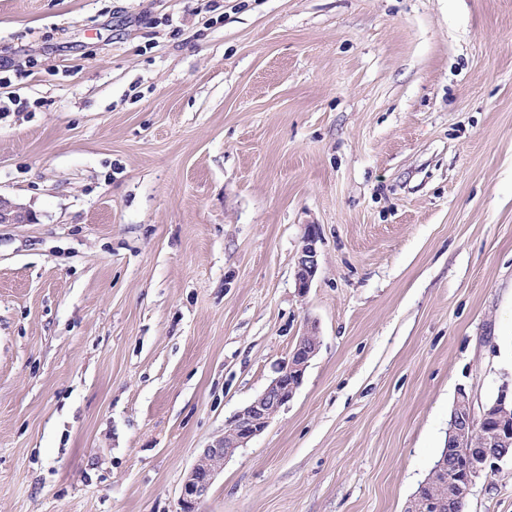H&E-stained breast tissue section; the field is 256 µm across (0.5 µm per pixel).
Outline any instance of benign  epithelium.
I'll list each match as a JSON object with an SVG mask.
<instances>
[{"mask_svg": "<svg viewBox=\"0 0 512 512\" xmlns=\"http://www.w3.org/2000/svg\"><path fill=\"white\" fill-rule=\"evenodd\" d=\"M32 220L30 211L0 195V224H28ZM318 239V229L309 225L296 258L295 281L301 293L308 291L318 270ZM319 345L315 329H306L265 390L227 420L224 435L203 450L186 474L180 494L181 512H196L214 479L224 470V463L264 432L280 409L294 398ZM509 400L512 401V383L507 380L499 387L498 399L478 410L470 395L458 390L452 405L449 441L451 447L467 448L469 453L464 459L444 453L404 512H454L457 501L468 495L479 479L499 470L512 447Z\"/></svg>", "mask_w": 512, "mask_h": 512, "instance_id": "obj_1", "label": "benign epithelium"}]
</instances>
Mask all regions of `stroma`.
Returning a JSON list of instances; mask_svg holds the SVG:
<instances>
[{
  "label": "stroma",
  "mask_w": 512,
  "mask_h": 512,
  "mask_svg": "<svg viewBox=\"0 0 512 512\" xmlns=\"http://www.w3.org/2000/svg\"><path fill=\"white\" fill-rule=\"evenodd\" d=\"M0 77V512H181L309 325L198 512H404L512 375V0H0ZM32 220L30 211L0 195V224H28ZM318 239V229L315 225H309L296 258L295 281L296 288L300 293L308 291L316 276L318 270ZM320 345L313 327L304 331L294 349L276 370V376L251 403L227 420L224 435L204 448L196 463L186 474L180 494L182 512H196L206 498L224 463L238 448H244L264 432L280 409L295 396L303 382L304 373Z\"/></svg>",
  "instance_id": "stroma-1"
}]
</instances>
